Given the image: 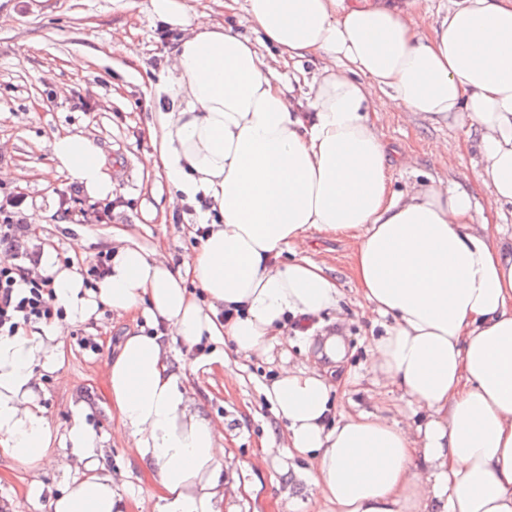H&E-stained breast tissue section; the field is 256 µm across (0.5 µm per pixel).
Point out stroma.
Masks as SVG:
<instances>
[{
  "mask_svg": "<svg viewBox=\"0 0 512 512\" xmlns=\"http://www.w3.org/2000/svg\"><path fill=\"white\" fill-rule=\"evenodd\" d=\"M164 30L150 12V0H0V194L25 198L33 243L52 249L61 263L79 272H86L98 253L114 249L122 236L146 252H161L176 267L202 244L197 224L185 221L193 207H171L163 172L143 165L155 149L148 124L157 94L148 78L167 65ZM380 130L394 160V188L418 181L462 185L476 191L480 216L512 234V207H496L478 191L480 156L463 128L389 112ZM68 134L85 135L100 148L112 176L111 197L90 201L66 171L56 169L51 144ZM93 210L107 212L108 222L83 220V212ZM76 239L83 242L77 252L71 249ZM352 251V239L315 230L305 243L306 256L331 267L343 293L342 328L353 350L345 368L360 377L343 404L390 416L395 398L374 403L363 379L364 348L381 327L364 314ZM145 325L144 317H119L99 308L90 320L67 325L61 366L41 377V403L53 428L69 425L72 400L89 406V423L108 438L105 465L121 483L129 512H139L136 503L148 499L152 484L147 466L112 433L117 417L105 362L127 331ZM84 337L98 343L99 353L81 347ZM319 347V335L298 334L293 321L272 363L244 359L220 340L193 350L169 340L168 358L185 367L202 412L224 419L229 429L224 478L233 489L224 496L223 512H323L310 491L308 464L280 453L279 422L262 393L263 383L280 369L279 356L310 366ZM266 439L273 447L267 456L261 453ZM66 465L61 457L43 471V493L33 500L24 473L0 451V512H48L49 500L65 486Z\"/></svg>",
  "mask_w": 512,
  "mask_h": 512,
  "instance_id": "35a3bbf8",
  "label": "stroma"
}]
</instances>
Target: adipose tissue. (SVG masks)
Here are the masks:
<instances>
[{"label":"adipose tissue","mask_w":512,"mask_h":512,"mask_svg":"<svg viewBox=\"0 0 512 512\" xmlns=\"http://www.w3.org/2000/svg\"><path fill=\"white\" fill-rule=\"evenodd\" d=\"M419 8L246 0L248 37L189 0H151L182 36L158 77L165 110L144 163L181 201L210 202V231L182 272L129 245L93 290L52 250L41 267L67 321L105 307L161 327L125 336L107 364L116 432L149 466L153 512H222L225 496L223 435L169 362L167 338L191 348L223 336L236 353L268 358L287 320L306 326L335 312L336 278L296 253L313 229L355 241L358 291L383 320L368 371L402 406L394 417L353 414L325 373L280 368L265 396L284 423L282 453L312 460L326 512H512V244L500 225L475 223L472 191L392 190L379 132L385 112L473 129L481 190L512 206V0H452L430 28ZM262 43L286 62L323 61L305 106ZM51 149L89 198L111 196L92 140L59 136ZM62 333L45 324L0 336V449L34 499L44 465L68 451L71 475L51 512H126L87 405H73L62 433L40 405L39 374L59 367Z\"/></svg>","instance_id":"obj_1"}]
</instances>
